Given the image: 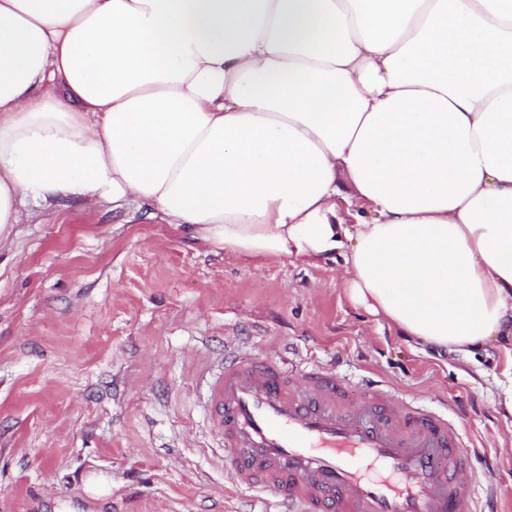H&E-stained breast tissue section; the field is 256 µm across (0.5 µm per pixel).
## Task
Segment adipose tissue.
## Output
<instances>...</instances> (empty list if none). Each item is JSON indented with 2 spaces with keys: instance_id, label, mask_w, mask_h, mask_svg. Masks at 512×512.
<instances>
[{
  "instance_id": "adipose-tissue-1",
  "label": "adipose tissue",
  "mask_w": 512,
  "mask_h": 512,
  "mask_svg": "<svg viewBox=\"0 0 512 512\" xmlns=\"http://www.w3.org/2000/svg\"><path fill=\"white\" fill-rule=\"evenodd\" d=\"M131 198L351 303L512 345V0H0V242Z\"/></svg>"
}]
</instances>
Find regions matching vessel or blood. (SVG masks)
Instances as JSON below:
<instances>
[{
	"label": "vessel or blood",
	"instance_id": "1",
	"mask_svg": "<svg viewBox=\"0 0 512 512\" xmlns=\"http://www.w3.org/2000/svg\"><path fill=\"white\" fill-rule=\"evenodd\" d=\"M204 371L221 460L267 512H498L447 409L332 361L298 369L232 342Z\"/></svg>",
	"mask_w": 512,
	"mask_h": 512
}]
</instances>
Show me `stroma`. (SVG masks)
Instances as JSON below:
<instances>
[{"label": "stroma", "mask_w": 512, "mask_h": 512, "mask_svg": "<svg viewBox=\"0 0 512 512\" xmlns=\"http://www.w3.org/2000/svg\"><path fill=\"white\" fill-rule=\"evenodd\" d=\"M133 210L36 205L0 244V512H262L198 404L202 358L235 339L461 404L512 512V352L422 349L348 302L342 260L245 258Z\"/></svg>", "instance_id": "35a3bbf8"}]
</instances>
